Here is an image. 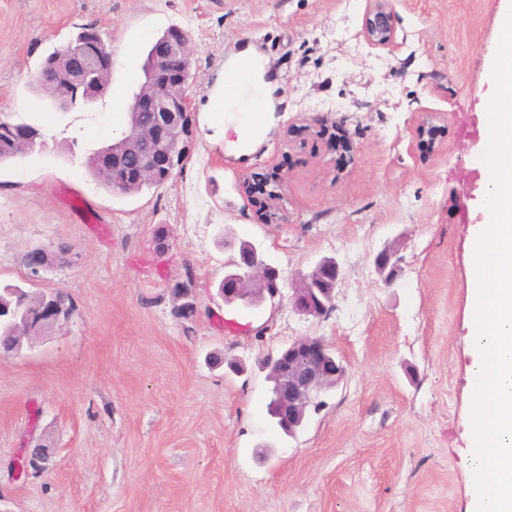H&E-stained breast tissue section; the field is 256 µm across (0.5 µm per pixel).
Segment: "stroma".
Wrapping results in <instances>:
<instances>
[{"label":"stroma","instance_id":"1","mask_svg":"<svg viewBox=\"0 0 512 512\" xmlns=\"http://www.w3.org/2000/svg\"><path fill=\"white\" fill-rule=\"evenodd\" d=\"M369 0H0V113L38 129L0 164V282L58 288L76 308L20 352L0 355V512H468V315L480 223L465 134L487 109L498 52L496 0H393L397 45L363 35ZM112 51L108 88L88 108L54 109L38 65L80 27ZM192 46L187 157L163 186L105 189L90 155L128 128L124 103L167 29ZM253 49L278 85L262 139L235 146L216 112L229 60ZM445 132L423 154V113ZM345 130L351 150L305 133ZM277 168L281 224L242 193ZM167 246L158 249L156 235ZM259 245L284 290L322 258L342 278L333 311L289 302L225 304L218 292L240 242ZM63 242L65 263L32 273L29 250ZM403 258L394 282L374 257ZM193 280L198 312L175 313ZM324 338L343 360L295 437L267 413V365L289 343ZM50 448L15 479L18 455Z\"/></svg>","mask_w":512,"mask_h":512}]
</instances>
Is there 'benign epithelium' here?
Here are the masks:
<instances>
[{"instance_id": "1", "label": "benign epithelium", "mask_w": 512, "mask_h": 512, "mask_svg": "<svg viewBox=\"0 0 512 512\" xmlns=\"http://www.w3.org/2000/svg\"><path fill=\"white\" fill-rule=\"evenodd\" d=\"M395 13L391 0H370L364 23L367 40L374 46L390 49L395 45ZM57 75L69 84V95L59 99L55 108L68 110L77 105L93 104L112 70V53L99 30L84 26L75 37L57 47ZM192 61L190 38L180 29L166 33L156 40L150 78L154 92L136 103L155 113L150 138L157 150L143 167L133 173L119 171L118 156L112 155V184L120 189L128 180H143L163 176L167 182L186 154L182 135L190 125V103L187 95L188 73ZM437 126L434 116H425L415 129L417 146L428 152L435 150ZM280 182L281 175L253 174L243 180L242 192L248 202L263 207L262 223L279 224L284 220L278 207L277 195L261 196L256 185L262 180ZM402 257L390 248L382 249L375 264L391 282L400 269ZM341 278L340 267L332 259H324L308 273L299 277L294 289L293 305L307 316H323L334 307L335 288ZM224 303L257 306L267 300L284 297L277 268L267 263L261 250L254 248L240 254L227 266L221 281ZM274 382L273 400L281 429L293 436L303 426L308 408L323 406L321 393L334 387L344 378L345 367L332 348L319 337H305L288 345L270 360Z\"/></svg>"}]
</instances>
